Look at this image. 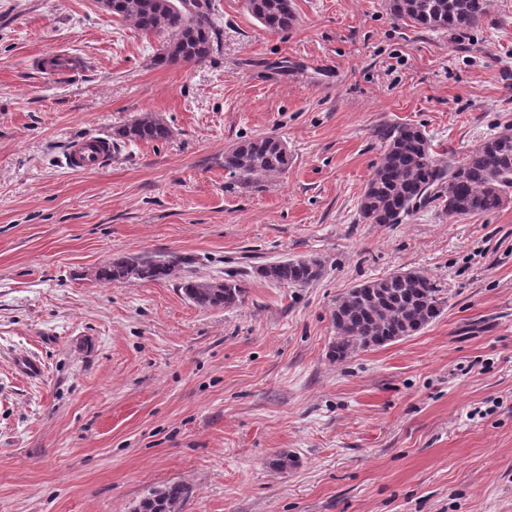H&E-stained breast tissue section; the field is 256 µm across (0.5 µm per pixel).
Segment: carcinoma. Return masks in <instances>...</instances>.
<instances>
[{"mask_svg":"<svg viewBox=\"0 0 512 512\" xmlns=\"http://www.w3.org/2000/svg\"><path fill=\"white\" fill-rule=\"evenodd\" d=\"M248 12L267 30L286 31L296 15L292 0H246ZM489 0H389V11L401 21L429 30L462 35L484 21ZM112 13L133 23L145 35L176 34L154 59L166 67L175 60L205 61L218 45L220 30L213 19L211 0H196L187 9L178 0H117ZM171 128L145 112L115 130L113 139L125 143L168 140ZM384 150L374 165L360 200L363 219L372 224H398L414 210L438 205L450 219L490 213L512 189V129L469 150L464 161L446 164L432 153L426 136L416 126L395 124L380 133ZM288 150L273 136L246 140L224 152V171L241 182L255 184L288 168ZM187 259L122 257L105 264L97 277L107 283L132 279H180L186 296L201 309L230 308L242 303L244 288L232 279L209 281L184 275ZM259 277L288 287L303 286L320 274L313 259H289L256 269ZM440 288L417 271L398 272L360 284L337 303L332 314L336 336L330 355L340 361L355 349L380 347L411 336L441 313ZM189 488L174 483L155 489L137 504L136 512H182Z\"/></svg>","mask_w":512,"mask_h":512,"instance_id":"obj_1","label":"carcinoma"}]
</instances>
